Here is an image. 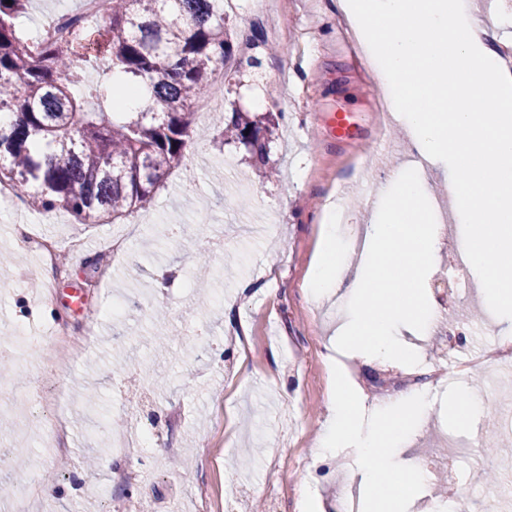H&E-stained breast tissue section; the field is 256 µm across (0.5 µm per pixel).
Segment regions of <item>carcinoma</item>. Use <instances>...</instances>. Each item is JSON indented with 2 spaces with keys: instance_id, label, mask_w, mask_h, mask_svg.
Masks as SVG:
<instances>
[{
  "instance_id": "1",
  "label": "carcinoma",
  "mask_w": 512,
  "mask_h": 512,
  "mask_svg": "<svg viewBox=\"0 0 512 512\" xmlns=\"http://www.w3.org/2000/svg\"><path fill=\"white\" fill-rule=\"evenodd\" d=\"M27 2L0 0V112L18 116L0 126V184L81 224L116 221L152 200L188 141L209 136L191 107L232 58L224 0H112L103 29L79 27L64 44L17 30ZM102 59L112 79L76 96ZM126 92L145 108L123 111ZM274 126L234 112L221 136L266 167Z\"/></svg>"
}]
</instances>
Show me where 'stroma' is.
Listing matches in <instances>:
<instances>
[{"label": "stroma", "instance_id": "stroma-1", "mask_svg": "<svg viewBox=\"0 0 512 512\" xmlns=\"http://www.w3.org/2000/svg\"><path fill=\"white\" fill-rule=\"evenodd\" d=\"M283 21L289 41L267 54L270 39L264 17L230 13L226 25L234 46L251 43L261 65L224 81V101L197 119L210 136L188 144L180 166L142 209L116 224H82L64 208L44 210L26 202L0 201V343L19 323L33 321L44 334L67 333L82 339L96 333L78 359L62 371L30 377L15 368L0 373L10 400L0 405V512L27 490L50 442L28 406L33 385L63 389L68 398L67 427L58 439L66 468L51 480L46 512H115L129 500L133 512H189L204 488L216 496L236 492L242 512H304L305 496L320 504L361 486L357 449L339 443L322 455L319 434L331 415L337 388H344L365 411L379 402L367 388L368 374L397 377L414 370L431 388V405L414 433L399 448L401 458L425 456L442 461L440 480L421 486L404 512H428L439 501L450 512L457 496L479 512L485 493L507 491L512 476V386L488 365L470 371L436 356L432 336L409 337L407 361L364 360L348 348H335L336 326L349 306L341 296L313 303L307 286L320 245L322 209L336 202L350 218L345 234L371 218L372 199L389 190L410 161L411 141L399 120L375 136L373 113L386 87L373 80L364 56L340 22L341 0H286ZM276 115L279 127L270 159L280 177L268 179L245 148L223 142L220 133L233 111H249L254 99ZM345 114L348 135L333 130L329 117ZM60 239L78 238V252L61 250L69 276L46 304L20 283L15 271L31 256L15 245L17 225ZM182 226L177 241L142 250L159 225ZM210 227L203 259L195 257L199 225ZM128 237L123 259L111 253L113 231ZM463 226L449 220L441 250L428 268L423 290L438 296L435 278L448 275V319L460 331L469 356L494 341L498 319L483 299L478 276L457 271L452 259ZM169 269L157 287V269ZM167 311L170 341H153L152 315ZM252 338L243 349L242 337ZM163 368L160 384L147 377ZM442 378H435V371ZM475 388L486 411L464 424L448 416V397ZM95 406H88V399ZM181 411L169 422L168 407ZM141 425L154 434L152 445L127 460L128 470H150L148 480L113 484L109 452L113 425ZM467 451L454 456L452 443ZM279 482L285 499L271 502L270 482Z\"/></svg>", "mask_w": 512, "mask_h": 512}]
</instances>
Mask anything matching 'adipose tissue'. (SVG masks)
Here are the masks:
<instances>
[{"label":"adipose tissue","instance_id":"adipose-tissue-1","mask_svg":"<svg viewBox=\"0 0 512 512\" xmlns=\"http://www.w3.org/2000/svg\"><path fill=\"white\" fill-rule=\"evenodd\" d=\"M420 179L417 169H408L394 190L386 192L385 204L374 208L373 221L364 227L363 259L358 264H350L353 248L336 216H329L311 280L313 298L336 288L355 302V317L342 326L341 335L358 340L364 354L388 361L401 353L400 327L426 331L434 315L433 307L422 301V284L437 236L434 211L421 204ZM332 405L318 450L331 451L343 441L358 448L366 468V512H401L405 498L424 482L425 470L389 457L386 449L398 446L425 414L426 389L379 408L375 426L367 431L360 429L354 403L344 391H337Z\"/></svg>","mask_w":512,"mask_h":512}]
</instances>
